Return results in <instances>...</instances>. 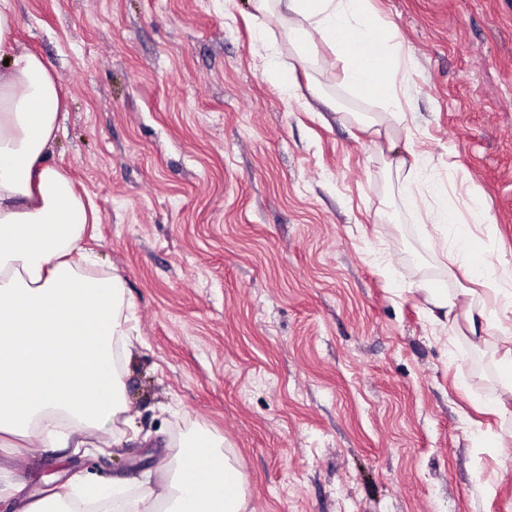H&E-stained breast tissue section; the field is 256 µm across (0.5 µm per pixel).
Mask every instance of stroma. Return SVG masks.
I'll return each instance as SVG.
<instances>
[{"instance_id": "35a3bbf8", "label": "stroma", "mask_w": 512, "mask_h": 512, "mask_svg": "<svg viewBox=\"0 0 512 512\" xmlns=\"http://www.w3.org/2000/svg\"><path fill=\"white\" fill-rule=\"evenodd\" d=\"M407 59L393 141L357 115L334 50L301 62L251 0H17L60 76L53 159L100 220L138 336L119 444L0 448L37 500L81 478L168 477L186 434L224 439L245 512H512V303L446 318L468 286L451 231L411 216L392 155L428 159L475 261L512 273V0H368ZM283 67L296 96L266 71Z\"/></svg>"}]
</instances>
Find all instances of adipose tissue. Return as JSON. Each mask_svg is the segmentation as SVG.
I'll use <instances>...</instances> for the list:
<instances>
[{
	"mask_svg": "<svg viewBox=\"0 0 512 512\" xmlns=\"http://www.w3.org/2000/svg\"><path fill=\"white\" fill-rule=\"evenodd\" d=\"M257 13L276 8L302 61L318 43L344 63L347 84L381 98L390 118H366L375 137L387 120L402 122L393 74L394 47L378 34L366 0H253ZM16 0H0V447L20 449L41 438L66 447L68 427L116 428L125 412L114 368L115 346L132 332L121 279L98 271L84 245L95 207L78 194L51 158L62 128L61 80L44 59L14 37ZM455 227L452 252L468 257V278L501 293L496 271L470 260V226L447 203L427 213ZM208 430L184 439L174 475L129 496L120 480H79L29 504L25 512H76L78 504L107 500L112 512H245L243 473Z\"/></svg>",
	"mask_w": 512,
	"mask_h": 512,
	"instance_id": "ef3b65f1",
	"label": "adipose tissue"
}]
</instances>
